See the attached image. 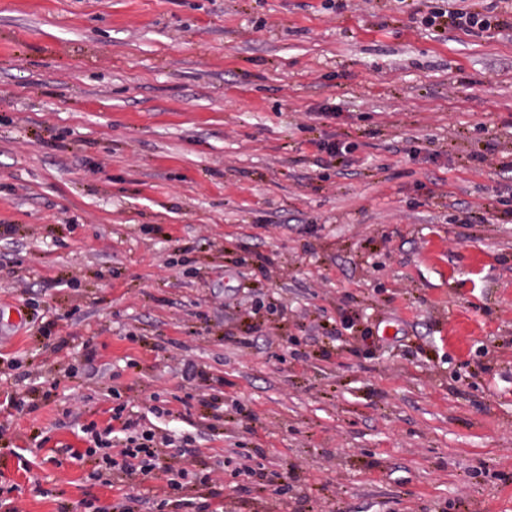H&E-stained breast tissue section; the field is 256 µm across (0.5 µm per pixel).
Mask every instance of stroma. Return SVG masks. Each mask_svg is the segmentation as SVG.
<instances>
[{
	"instance_id": "35a3bbf8",
	"label": "stroma",
	"mask_w": 512,
	"mask_h": 512,
	"mask_svg": "<svg viewBox=\"0 0 512 512\" xmlns=\"http://www.w3.org/2000/svg\"><path fill=\"white\" fill-rule=\"evenodd\" d=\"M439 4L0 0L5 497L182 512L122 405L224 512H512V32ZM466 0H448L441 2H448V9L444 10L440 7H435L428 12L427 15L422 17L421 23L427 27H435L437 30L442 31L449 28L462 29L469 32L478 30L484 32L488 29L497 28L500 30H512V12L510 22L502 16H485L478 13H473L468 10L464 4ZM451 2V3H450ZM137 420L132 417L126 418L121 421V432L124 433V443L117 447L112 445V438L109 436L114 433V428L108 426L103 434L101 432L94 431V428H86L85 433H91L94 435V440L97 442L96 448H111L112 458L107 454L105 459L107 464L110 466L106 469L121 470L126 473H133L136 471L142 474L151 473L155 468H163L167 474L166 478V497L161 500L163 504H169L168 501H173L172 498L179 497L184 486L189 483L192 479V472L188 469V461L192 458V451L189 448H180L178 451L171 456L173 458L183 459V463L178 468L172 465H165L160 467L159 460L161 455V448L163 445H168V440L165 437L159 441L155 433L151 431L137 432L136 427L138 426ZM127 432V433H126ZM127 434H130L127 436ZM134 434V435H133ZM113 447V448H112ZM153 461V462H152Z\"/></svg>"
}]
</instances>
